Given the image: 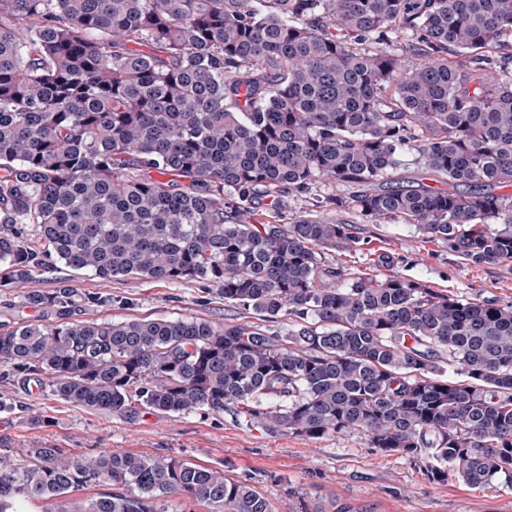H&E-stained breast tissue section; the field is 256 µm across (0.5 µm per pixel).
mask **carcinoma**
<instances>
[{"label": "carcinoma", "instance_id": "1", "mask_svg": "<svg viewBox=\"0 0 512 512\" xmlns=\"http://www.w3.org/2000/svg\"><path fill=\"white\" fill-rule=\"evenodd\" d=\"M408 33L409 64L391 47ZM378 44L366 49L367 42ZM512 0H0V287L51 312L0 332V379L124 418L236 405L257 423L512 488V306L352 272L365 224H412L464 261L512 265ZM444 190L392 178L404 150ZM159 177L152 176V173ZM351 189L315 194L320 184ZM463 190H458V186ZM307 195L287 224L254 223ZM53 262L110 280L202 281L284 333L203 318L72 321ZM0 457V512L100 480L90 512H272L168 456Z\"/></svg>", "mask_w": 512, "mask_h": 512}]
</instances>
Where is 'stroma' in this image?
Segmentation results:
<instances>
[{
	"label": "stroma",
	"instance_id": "obj_1",
	"mask_svg": "<svg viewBox=\"0 0 512 512\" xmlns=\"http://www.w3.org/2000/svg\"><path fill=\"white\" fill-rule=\"evenodd\" d=\"M333 216L355 225L360 237L358 250L348 258L353 269H368L372 255L388 252L398 257L394 270L403 276L459 296L512 305L510 270L460 260L410 224H362L347 210ZM60 286L111 296V305L81 308L75 314L79 320L199 317L257 325L270 333L287 327L286 320L261 322L225 305L215 288L198 281L150 282L129 276L104 281L58 263L35 273L28 284L36 291ZM0 398L17 406L16 411L0 412V452L21 468L31 465L33 448H58L78 458L162 455L250 484L269 500L273 512H512L511 488H474L454 474L438 482L425 464L381 455L362 436L311 440L284 434L250 422L232 405L181 417L139 409L119 418L64 403L19 380L0 381Z\"/></svg>",
	"mask_w": 512,
	"mask_h": 512
}]
</instances>
